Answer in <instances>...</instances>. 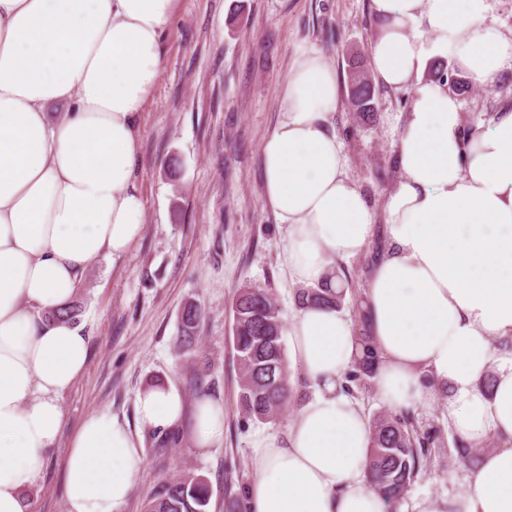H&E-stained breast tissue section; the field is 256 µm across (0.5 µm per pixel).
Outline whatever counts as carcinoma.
Returning a JSON list of instances; mask_svg holds the SVG:
<instances>
[{
    "label": "carcinoma",
    "instance_id": "1",
    "mask_svg": "<svg viewBox=\"0 0 512 512\" xmlns=\"http://www.w3.org/2000/svg\"><path fill=\"white\" fill-rule=\"evenodd\" d=\"M432 79L448 84L452 92L463 95L468 87L448 83V66L430 64ZM348 104L357 122L371 121L376 112L375 87L361 69L350 72ZM348 282L335 268H329L325 280L315 286L296 289L297 308L320 305L338 311L348 306ZM359 324L355 332L356 353L351 368L339 382L347 396L370 386L377 377L382 352L372 332L370 311L364 300L356 302ZM203 318L202 309L186 304L180 317V345L191 348ZM286 324L272 295L263 288L245 285L232 306L230 346L241 369L238 402L244 416L267 423L278 419L281 408L292 397L288 382L287 359L283 342ZM371 443L366 473L370 487L397 512L411 485L435 467V460L448 447L443 428L437 423L418 421L409 411H385L370 421ZM494 445L488 441L452 439L450 458L475 471L482 463L480 448ZM211 490L204 479L191 472H180L155 485L145 505V512H207Z\"/></svg>",
    "mask_w": 512,
    "mask_h": 512
}]
</instances>
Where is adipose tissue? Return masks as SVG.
Segmentation results:
<instances>
[{
    "label": "adipose tissue",
    "instance_id": "obj_1",
    "mask_svg": "<svg viewBox=\"0 0 512 512\" xmlns=\"http://www.w3.org/2000/svg\"><path fill=\"white\" fill-rule=\"evenodd\" d=\"M178 0H0V512H30L28 489L66 442L67 512H116L143 465L142 442L106 409L65 434L61 397L84 372L90 338L61 318L91 260L123 258L140 238L145 199L135 181L139 119L164 72L163 34ZM375 78L410 90L386 197L388 246L368 286L376 379L391 407L432 398L429 370L448 384V421L468 441L497 446L461 496L427 497L413 512H512V111L465 125L429 60H451L473 85L512 72V36L489 0H372ZM336 73L317 52L292 62L282 118L264 139L263 191L288 228L289 277L321 282L328 257L350 259L370 239L373 209L348 174L331 130ZM62 107L55 115L54 107ZM290 360L315 394L284 435L255 449L247 512H388L369 486L363 409L337 394L354 356L346 315L311 306L288 321ZM493 374L490 390L479 381ZM139 425L177 427L181 394L160 384L136 396ZM224 437V404L197 401V448Z\"/></svg>",
    "mask_w": 512,
    "mask_h": 512
}]
</instances>
